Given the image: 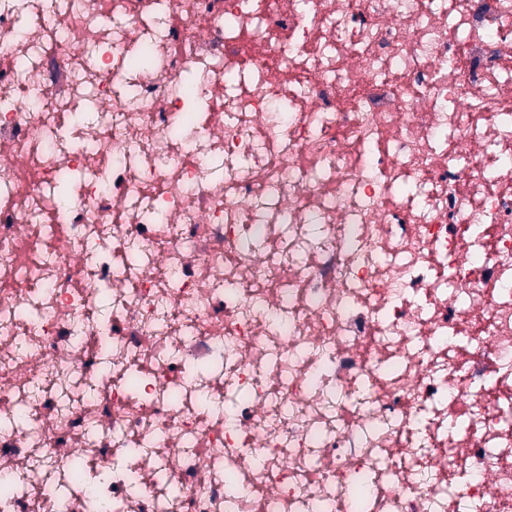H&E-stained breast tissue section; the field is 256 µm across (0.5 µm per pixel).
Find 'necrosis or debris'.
Masks as SVG:
<instances>
[{
  "mask_svg": "<svg viewBox=\"0 0 512 512\" xmlns=\"http://www.w3.org/2000/svg\"><path fill=\"white\" fill-rule=\"evenodd\" d=\"M4 479L512 512V0H0Z\"/></svg>",
  "mask_w": 512,
  "mask_h": 512,
  "instance_id": "1",
  "label": "necrosis or debris"
}]
</instances>
